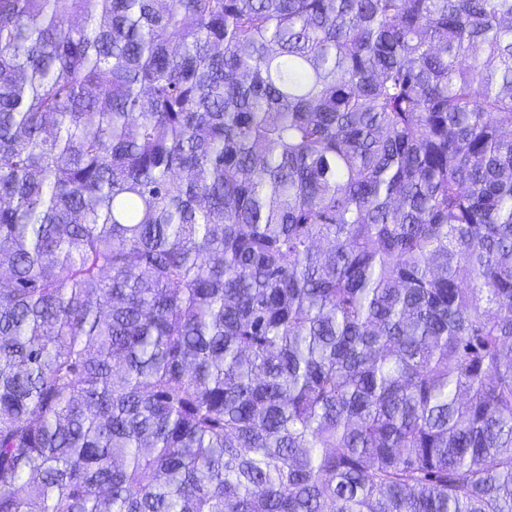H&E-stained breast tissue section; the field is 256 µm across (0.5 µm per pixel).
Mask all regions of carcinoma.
Segmentation results:
<instances>
[{
  "mask_svg": "<svg viewBox=\"0 0 512 512\" xmlns=\"http://www.w3.org/2000/svg\"><path fill=\"white\" fill-rule=\"evenodd\" d=\"M0 512H512V0H0Z\"/></svg>",
  "mask_w": 512,
  "mask_h": 512,
  "instance_id": "carcinoma-1",
  "label": "carcinoma"
}]
</instances>
